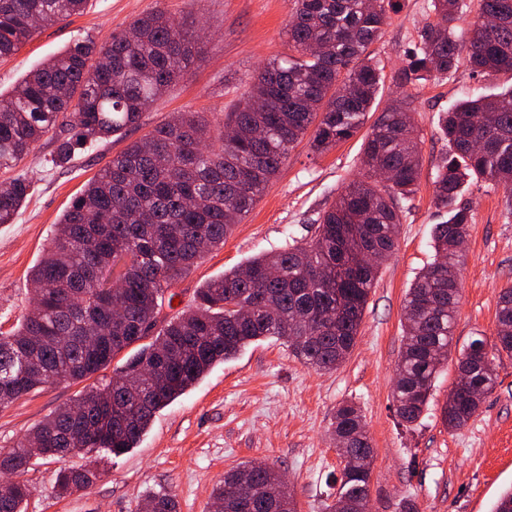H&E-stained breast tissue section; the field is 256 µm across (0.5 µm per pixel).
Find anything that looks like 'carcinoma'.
I'll return each mask as SVG.
<instances>
[{
  "label": "carcinoma",
  "mask_w": 512,
  "mask_h": 512,
  "mask_svg": "<svg viewBox=\"0 0 512 512\" xmlns=\"http://www.w3.org/2000/svg\"><path fill=\"white\" fill-rule=\"evenodd\" d=\"M88 0H0V60L13 56L40 26L86 10ZM396 0H294L288 52L268 62L250 91L213 134L202 112H182L130 141L65 209L51 246L30 271L32 308L0 336V406L60 382H80L139 342L119 374L89 387L72 405L38 423L7 453L0 473V512H23L22 479L39 456L78 451L120 455L136 447L155 413L195 385L215 364L264 336L285 338L295 357L331 371L351 353L378 274L397 245L404 202L421 174L419 136L396 107L372 125L364 142L367 178L354 181L319 214L310 242L260 254L198 289L196 305L154 332L179 279L224 246L305 135L317 153L352 137L375 104L380 62L368 54ZM466 0H431L436 21L398 76L404 86L439 77L466 60L484 76L512 74V0H481L479 20L463 40L452 22ZM201 51L193 22L165 11L138 18L99 45L73 40L3 96L0 170L17 167L37 143L54 144L53 162L141 125L143 114L183 79ZM448 142L434 180L448 219L435 225L436 260L406 294L403 350L393 390L395 412L412 426L427 408L448 361L459 300L461 241L472 223L458 202L470 181L501 186L512 206V90L480 95L445 113ZM380 172L393 175L386 185ZM26 178L0 188V224L13 222L33 191ZM497 330L487 351L459 353L462 389L452 387L442 420L464 427L496 385L494 360L512 356V288L498 295ZM334 433L351 455L339 493L327 506L369 492L373 451L360 407L342 402ZM97 473L67 470L58 492L91 487ZM246 484V497L224 509V487ZM213 512H297L293 490L266 465L242 463L212 491ZM151 512H178L175 496L152 493Z\"/></svg>",
  "instance_id": "carcinoma-1"
}]
</instances>
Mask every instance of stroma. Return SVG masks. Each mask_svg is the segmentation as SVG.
Masks as SVG:
<instances>
[{
	"label": "stroma",
	"instance_id": "1",
	"mask_svg": "<svg viewBox=\"0 0 512 512\" xmlns=\"http://www.w3.org/2000/svg\"><path fill=\"white\" fill-rule=\"evenodd\" d=\"M291 8V0H89L83 14L38 30L17 55L0 61V93H10L77 33L102 43L161 9L177 19L192 15L201 21L203 49L185 78L145 112L139 132L147 134L187 110L204 113L215 126L248 92L259 68L287 52ZM433 19L428 0H398L382 37L369 48L383 79L368 119L376 121L395 100L407 99L421 136V178L347 359L336 370L318 372L294 357L285 340L253 342L156 413L138 445L122 455L36 458L24 475L32 490L25 512H137L150 491L174 494L178 512H207L215 483L249 461L267 463L286 478L298 512H326L343 469L331 423L346 400L361 407L373 448L369 512H398L404 499L418 512H493L501 493L512 488V357L496 358L497 384L462 429L448 430L442 422L457 376L456 355H449L416 425L401 422L392 402L404 299L417 274L434 261L432 229L446 218L434 194L436 166L448 150L440 117L461 100L512 86V75L490 80L464 63L443 77L398 86L408 50L420 43ZM364 139L357 133L321 155L308 142L297 144L223 247L178 281V305L164 308V315L193 307L198 289L224 271L289 243L309 242L312 220L363 174ZM123 147L115 141L86 150L61 168L52 162L53 144L44 140L15 170H0V185L17 175L34 182L13 222L0 224V333L30 309L28 272L48 249L63 211ZM462 201L472 208L474 222L458 269L454 344L459 348L476 338L493 340L498 294L512 287V215L503 188L474 181ZM81 390L63 382L0 408V451L14 448ZM90 467L99 472L91 488L58 495L60 470Z\"/></svg>",
	"mask_w": 512,
	"mask_h": 512
}]
</instances>
